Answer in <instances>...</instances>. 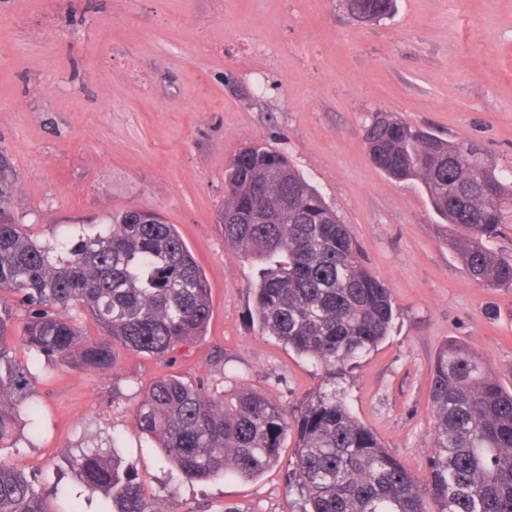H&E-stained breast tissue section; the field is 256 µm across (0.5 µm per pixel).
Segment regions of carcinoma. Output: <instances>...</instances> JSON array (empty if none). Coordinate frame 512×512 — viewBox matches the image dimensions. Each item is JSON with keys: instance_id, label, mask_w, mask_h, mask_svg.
Listing matches in <instances>:
<instances>
[{"instance_id": "1", "label": "carcinoma", "mask_w": 512, "mask_h": 512, "mask_svg": "<svg viewBox=\"0 0 512 512\" xmlns=\"http://www.w3.org/2000/svg\"><path fill=\"white\" fill-rule=\"evenodd\" d=\"M362 22L389 15L394 0H345ZM371 160L396 180H417L452 237L468 275L489 288L512 286V261L487 239L512 216V186L476 149L438 138L387 113L365 130ZM224 243L262 264L252 323L262 334L325 368L334 381L388 336V289L359 260L346 225L288 159L261 145L241 150L224 173ZM25 311L14 327L13 306ZM99 327L90 337L81 314ZM212 314L205 273L174 225L136 211L110 214L104 230L79 234L64 250L15 222L0 175V448L23 419L28 380L10 357L20 340L50 364L112 368L113 351L166 358L194 345ZM429 397V480L417 477L354 418L336 390L318 391L294 419L248 390L213 392L175 375L151 381L137 425L186 480L233 473L259 477L288 461V491L301 512H512V391L468 348L438 352ZM75 478L111 502L110 512H178L145 496L144 481L98 451L84 453ZM0 512H50L14 468L0 464Z\"/></svg>"}]
</instances>
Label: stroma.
<instances>
[{
	"label": "stroma",
	"instance_id": "1",
	"mask_svg": "<svg viewBox=\"0 0 512 512\" xmlns=\"http://www.w3.org/2000/svg\"><path fill=\"white\" fill-rule=\"evenodd\" d=\"M379 112L476 148L512 182V0H397L377 24L343 0H0V169L17 223L62 245L109 212L158 211L211 288L204 335L165 359L119 347L107 371L53 368L13 343L35 413L0 463L49 512H102L101 498L79 500L72 471L100 446L180 512H299L293 441L259 478L189 481L134 420L145 386L166 375L251 389L291 413L326 386L323 368L253 327L258 269L224 244V169L255 143L320 191L390 293L388 336L339 387L398 461L427 479L445 343L482 355L512 391V288L474 281L420 183L372 163L363 135Z\"/></svg>",
	"mask_w": 512,
	"mask_h": 512
}]
</instances>
